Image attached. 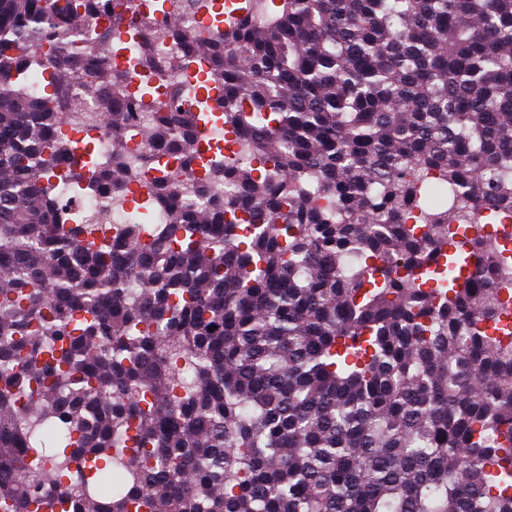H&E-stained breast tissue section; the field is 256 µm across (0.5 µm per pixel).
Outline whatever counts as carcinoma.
Instances as JSON below:
<instances>
[{
	"mask_svg": "<svg viewBox=\"0 0 512 512\" xmlns=\"http://www.w3.org/2000/svg\"><path fill=\"white\" fill-rule=\"evenodd\" d=\"M100 2L0 0V512H512V0H195L224 110L144 132L161 236L57 189L139 179ZM109 2L144 52L180 0ZM96 57L105 167L61 129ZM208 185L211 188H207L205 191L194 188L185 202L196 209L207 208L208 203L211 202L214 197V190L224 193V172L220 169L213 170Z\"/></svg>",
	"mask_w": 512,
	"mask_h": 512,
	"instance_id": "1",
	"label": "carcinoma"
}]
</instances>
